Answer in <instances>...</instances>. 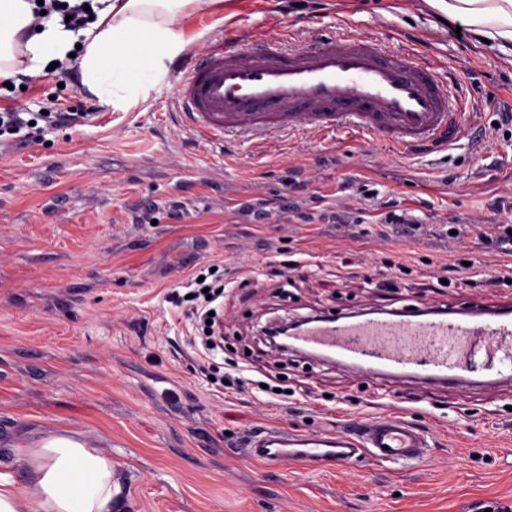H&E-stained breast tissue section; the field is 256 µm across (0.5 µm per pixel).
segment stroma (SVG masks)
<instances>
[{"label": "stroma", "mask_w": 512, "mask_h": 512, "mask_svg": "<svg viewBox=\"0 0 512 512\" xmlns=\"http://www.w3.org/2000/svg\"><path fill=\"white\" fill-rule=\"evenodd\" d=\"M427 0H219L194 11L171 64L113 110L63 73L0 89V108L50 110L60 84L91 124L38 142L0 136V474L27 479L26 448L70 433L110 457L118 512H501L512 507V381L470 391L359 377L272 352L270 321L512 301V59L454 35ZM379 31L435 61L462 133L447 149L284 134L268 146L207 143L182 123L174 60L211 39L298 46L314 31ZM465 226L462 241L449 230ZM475 258L476 267L463 268ZM207 264L224 271L217 392L170 294ZM450 286H439L442 267ZM287 390L268 404L258 383ZM401 412L427 460L307 470L245 458L259 427L333 431Z\"/></svg>", "instance_id": "stroma-1"}]
</instances>
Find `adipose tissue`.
<instances>
[{"instance_id":"ef3b65f1","label":"adipose tissue","mask_w":512,"mask_h":512,"mask_svg":"<svg viewBox=\"0 0 512 512\" xmlns=\"http://www.w3.org/2000/svg\"><path fill=\"white\" fill-rule=\"evenodd\" d=\"M96 19L66 30L60 17L38 32L30 0H0V79L40 75L50 62L76 70L81 86L112 93V106L127 107L126 93L152 79L187 12L216 0H98ZM449 20H464L490 48L512 56V0H439ZM29 478L16 484L0 475V512H112L123 490L110 457L71 435L45 437L25 451Z\"/></svg>"}]
</instances>
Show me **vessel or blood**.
Instances as JSON below:
<instances>
[{
  "label": "vessel or blood",
  "mask_w": 512,
  "mask_h": 512,
  "mask_svg": "<svg viewBox=\"0 0 512 512\" xmlns=\"http://www.w3.org/2000/svg\"><path fill=\"white\" fill-rule=\"evenodd\" d=\"M178 75L174 99L183 121L211 143L343 129L405 152L447 146L460 127L462 106L448 99L433 62L409 48L386 49L376 35L315 34L297 47L217 38L190 55ZM289 342L360 374H406L465 391L512 379L507 303L312 321ZM429 446L428 433L390 413L333 432L269 429L248 440L245 454L272 466L329 469L362 458L409 465L423 461Z\"/></svg>",
  "instance_id": "1"
}]
</instances>
